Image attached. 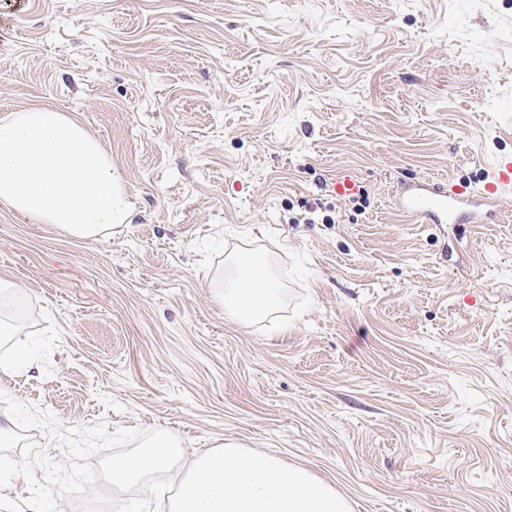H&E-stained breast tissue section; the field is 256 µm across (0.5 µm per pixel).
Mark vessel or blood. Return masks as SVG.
I'll return each instance as SVG.
<instances>
[{
  "label": "vessel or blood",
  "mask_w": 512,
  "mask_h": 512,
  "mask_svg": "<svg viewBox=\"0 0 512 512\" xmlns=\"http://www.w3.org/2000/svg\"><path fill=\"white\" fill-rule=\"evenodd\" d=\"M512 184V161L497 165L478 189L464 184L442 186L419 182L409 186L397 207L410 221L422 224H494L492 207L503 186Z\"/></svg>",
  "instance_id": "b4317fda"
}]
</instances>
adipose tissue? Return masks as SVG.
Instances as JSON below:
<instances>
[{
  "instance_id": "ef3b65f1",
  "label": "adipose tissue",
  "mask_w": 512,
  "mask_h": 512,
  "mask_svg": "<svg viewBox=\"0 0 512 512\" xmlns=\"http://www.w3.org/2000/svg\"><path fill=\"white\" fill-rule=\"evenodd\" d=\"M0 206L81 241L126 223L131 205L99 140L48 105L0 118ZM221 299L227 315L249 322L273 312L280 290L258 256H243Z\"/></svg>"
}]
</instances>
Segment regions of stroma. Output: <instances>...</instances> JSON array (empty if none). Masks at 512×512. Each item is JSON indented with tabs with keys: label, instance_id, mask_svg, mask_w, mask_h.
Returning a JSON list of instances; mask_svg holds the SVG:
<instances>
[{
	"label": "stroma",
	"instance_id": "obj_1",
	"mask_svg": "<svg viewBox=\"0 0 512 512\" xmlns=\"http://www.w3.org/2000/svg\"><path fill=\"white\" fill-rule=\"evenodd\" d=\"M76 116L132 203L96 241L0 207L25 304L0 392L305 467L352 512H512V185L415 224L408 184L512 157V0H29L0 118ZM350 177L357 189L334 191ZM258 254L274 314L217 290Z\"/></svg>",
	"mask_w": 512,
	"mask_h": 512
}]
</instances>
